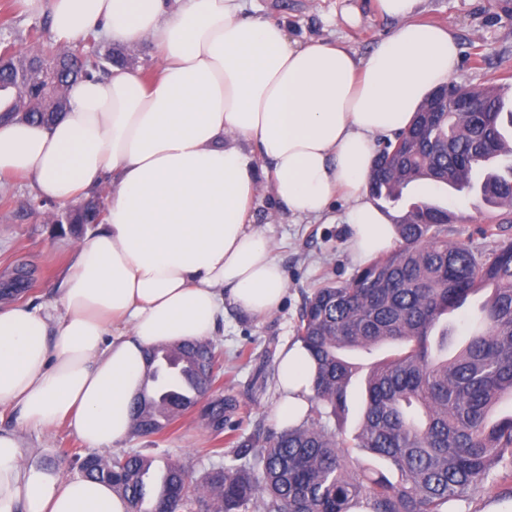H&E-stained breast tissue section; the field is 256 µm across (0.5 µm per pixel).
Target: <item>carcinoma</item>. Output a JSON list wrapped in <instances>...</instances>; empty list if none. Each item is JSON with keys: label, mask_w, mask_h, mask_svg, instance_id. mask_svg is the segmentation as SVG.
<instances>
[{"label": "carcinoma", "mask_w": 512, "mask_h": 512, "mask_svg": "<svg viewBox=\"0 0 512 512\" xmlns=\"http://www.w3.org/2000/svg\"><path fill=\"white\" fill-rule=\"evenodd\" d=\"M0 68V117L50 124L69 107L67 91L77 80L105 76L114 64L126 65L123 52H96L82 65L78 47L50 45L35 52L15 51ZM55 63L57 87L49 92L34 79V61ZM450 94L466 93L480 112L448 109L434 94L412 121L379 152L368 178L372 196L390 202L411 185H446L479 190L498 209L495 223L475 233L496 239L485 255L462 242L448 241L455 214L421 200L395 219L400 245L359 268L343 284L314 289L300 313L298 336L317 365L314 399L336 419L330 431L314 421L285 428L266 439L261 467H213L199 483L180 462L167 463L163 489L149 509L146 475L153 461L136 452L83 460L84 478L112 484L129 512H443L450 501L482 489L498 468L505 471L500 496L512 498V414L490 420L494 408L512 399V108L500 88L448 84ZM104 212L89 202L68 210L65 223L79 235L100 224ZM484 289L481 328L472 332L451 359L434 355L448 349V325L440 321ZM439 330L436 343L430 342ZM393 344L397 351L371 366L358 430L343 436L348 392L361 364L351 352L372 354ZM220 354L213 341L185 342L153 349L146 356L151 394L130 403L134 436L159 434L165 423L187 411L172 390L188 382L192 405L215 381ZM233 399L218 397L204 412L215 435L224 432ZM361 448L388 461L398 472L387 475L366 466L351 449Z\"/></svg>", "instance_id": "obj_1"}]
</instances>
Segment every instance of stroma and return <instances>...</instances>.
<instances>
[{
  "mask_svg": "<svg viewBox=\"0 0 512 512\" xmlns=\"http://www.w3.org/2000/svg\"><path fill=\"white\" fill-rule=\"evenodd\" d=\"M349 7L358 11V24L344 20L343 11ZM422 8L421 22L448 26L459 41L461 55L454 83L512 87V21L506 18L507 11H512V0H424ZM246 11L283 23L291 40L342 43L362 55L393 27L377 13L374 0H246ZM51 38L48 11H32L26 0H0V42L24 50L34 40ZM421 199L455 213L456 219L448 227L449 240L466 243L478 252L490 251L491 240L473 232L475 225L488 219L486 209L475 204L476 194L444 185L425 191L411 186L391 211L402 215L411 203ZM349 207L339 195L322 219L301 220L286 209L274 207L270 192H259L256 198L254 221L264 226L271 238L287 283L282 303L272 315L258 317L233 303L224 305V320L213 338L223 352L219 388L237 405L224 426L225 435L232 438L231 444L223 446L224 464H231L236 441L249 443L246 461L255 463L268 434L278 428L276 363L282 349L296 340L307 296L324 284L349 281L361 265L347 243ZM61 210L60 204L36 199L26 180L8 179L0 189V287L12 282L18 273H26L29 289L18 300L36 308L50 304L57 296L76 244L74 237L60 235L56 225L46 220L48 212ZM24 437L34 450V462L59 470L68 478L78 476V460L89 453L63 426L50 432L30 428ZM216 446L218 440L197 407L160 434L128 437L122 449L139 451L159 468L166 461L179 460L198 482L211 468L214 458L209 450Z\"/></svg>",
  "mask_w": 512,
  "mask_h": 512,
  "instance_id": "1",
  "label": "stroma"
}]
</instances>
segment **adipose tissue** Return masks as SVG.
I'll return each mask as SVG.
<instances>
[{"label": "adipose tissue", "mask_w": 512, "mask_h": 512, "mask_svg": "<svg viewBox=\"0 0 512 512\" xmlns=\"http://www.w3.org/2000/svg\"><path fill=\"white\" fill-rule=\"evenodd\" d=\"M27 2L49 9L58 44H152L159 77L116 67L75 85L53 125L0 124V177H25L62 205L93 185L106 197L55 300L0 308V409L20 422L0 428V512H128L109 484L31 461L20 426L64 423L88 447H120L148 348L210 340L228 300L259 316L278 309L285 273L250 215L256 158L292 215L319 219L344 193L352 252L391 249L394 223L364 190L377 141L448 83L459 47L450 28L414 23L421 0H376L394 27L365 56L292 42L243 0ZM315 371L302 344L282 351L279 424L306 416Z\"/></svg>", "instance_id": "obj_1"}]
</instances>
